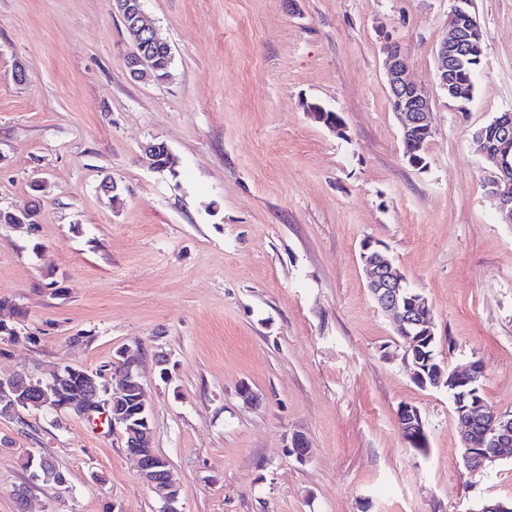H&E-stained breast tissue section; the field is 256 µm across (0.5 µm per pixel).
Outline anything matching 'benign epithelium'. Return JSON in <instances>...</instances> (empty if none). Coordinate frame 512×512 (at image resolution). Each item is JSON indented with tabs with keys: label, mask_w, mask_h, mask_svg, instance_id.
<instances>
[{
	"label": "benign epithelium",
	"mask_w": 512,
	"mask_h": 512,
	"mask_svg": "<svg viewBox=\"0 0 512 512\" xmlns=\"http://www.w3.org/2000/svg\"><path fill=\"white\" fill-rule=\"evenodd\" d=\"M116 9L128 27L133 49L128 57L131 77L138 79L148 70L160 81L159 58L156 50L173 58L172 48L158 38L155 29L145 17L142 0H114ZM454 6L449 17V33L436 48V80L439 87L460 101L470 96V88L459 80L458 71L465 61L480 57L484 49V35L477 21L465 12L460 4ZM409 55L397 42L389 41L385 48L384 71L394 112L399 116L402 133L409 144L414 138L431 133L429 113L431 99L426 87L410 80ZM497 143L490 146L485 132L472 133L473 143L480 154L491 159L499 175L488 181L493 199L498 203L501 219L512 223V115L504 114L495 124ZM152 170L160 168L158 157L172 159L164 142H152L143 146ZM360 259L366 270V287L377 307L392 315L397 331L405 334L402 348L404 356L419 349V343L435 340L432 310L428 299L420 292H411L404 272L392 261L387 248L373 241L361 244ZM122 365L119 378L85 370L80 373L83 383L79 388L64 391L49 382L39 388L34 396L21 394L15 384V376L0 375V416L11 415L23 405H36L41 410L59 412L66 410L81 417H91L104 412L111 419L112 428L121 430L130 454L138 459L141 471L149 478L151 489L161 502L160 512H178L180 487L169 462L151 453L144 455L141 448L152 447L150 411L145 401L144 387L140 380L141 353L126 347L118 352ZM484 372L483 366L474 361L464 369L445 370L441 364L429 366V362L413 363V376L422 386L448 387L453 409L459 415V428L467 447L465 460L473 472L490 469L498 460L512 453V414L488 412L485 401L477 392L467 389ZM401 415L402 434L407 441L424 435L420 412L409 404L398 409Z\"/></svg>",
	"instance_id": "1"
}]
</instances>
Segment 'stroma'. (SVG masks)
I'll return each instance as SVG.
<instances>
[{"instance_id": "35a3bbf8", "label": "stroma", "mask_w": 512, "mask_h": 512, "mask_svg": "<svg viewBox=\"0 0 512 512\" xmlns=\"http://www.w3.org/2000/svg\"><path fill=\"white\" fill-rule=\"evenodd\" d=\"M454 0H143L173 49L137 81L113 0H0V374L107 368L141 347L153 446L181 512H470L512 500V458L467 471L447 387L415 384L371 299L360 245L384 244L429 301L446 369L484 366L512 412V224L473 131L512 112V0H473L484 33L470 103L449 101L435 49ZM432 99L427 166L403 157L385 38ZM25 80H18L17 71ZM338 112L336 133L305 111ZM165 142L173 170L141 160ZM44 185L33 190V178ZM123 188L112 204L106 178ZM249 386L260 398L239 395ZM418 408L426 451L397 410ZM303 435L308 455L288 448ZM0 512H159L108 423L0 417ZM63 485L30 484L27 450ZM29 485L26 505L15 491Z\"/></svg>"}]
</instances>
